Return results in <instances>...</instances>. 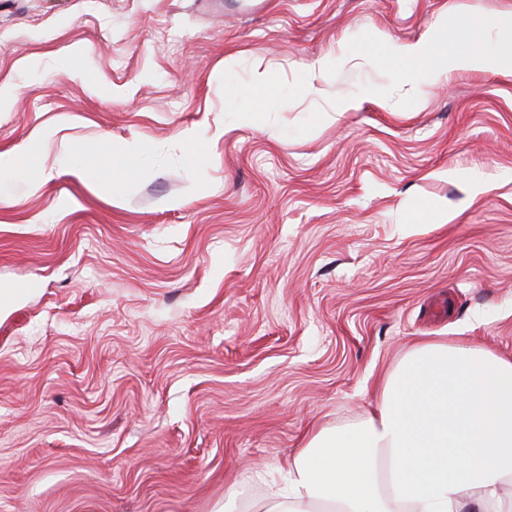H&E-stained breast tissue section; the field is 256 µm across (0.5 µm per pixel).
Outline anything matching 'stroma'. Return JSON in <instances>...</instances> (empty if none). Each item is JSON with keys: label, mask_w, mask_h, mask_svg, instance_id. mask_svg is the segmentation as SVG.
Segmentation results:
<instances>
[{"label": "stroma", "mask_w": 512, "mask_h": 512, "mask_svg": "<svg viewBox=\"0 0 512 512\" xmlns=\"http://www.w3.org/2000/svg\"><path fill=\"white\" fill-rule=\"evenodd\" d=\"M251 2L0 0V158L52 126L48 168L144 145L117 202L75 172L0 181V512H243L416 339L512 357V79L410 83L385 52L512 0ZM258 66L265 132L236 114ZM203 121L226 132L196 153ZM224 127L216 125L213 130L209 126L198 127L191 126L184 128L180 133L181 140L192 146H201L206 143L210 138H220L224 136Z\"/></svg>", "instance_id": "stroma-1"}]
</instances>
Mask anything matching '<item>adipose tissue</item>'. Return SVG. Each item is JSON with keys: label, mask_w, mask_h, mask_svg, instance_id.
Wrapping results in <instances>:
<instances>
[{"label": "adipose tissue", "mask_w": 512, "mask_h": 512, "mask_svg": "<svg viewBox=\"0 0 512 512\" xmlns=\"http://www.w3.org/2000/svg\"><path fill=\"white\" fill-rule=\"evenodd\" d=\"M428 37L391 46L406 75L512 76V16L472 18L470 43ZM52 176L24 149L0 178L35 191ZM512 358L465 340H419L379 385L369 413L307 435L282 487L255 512H512Z\"/></svg>", "instance_id": "adipose-tissue-1"}]
</instances>
